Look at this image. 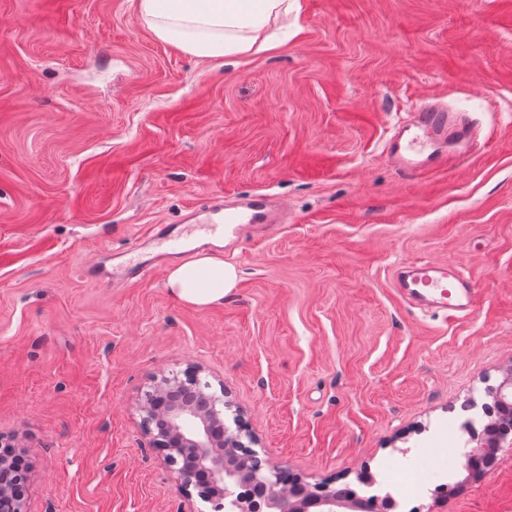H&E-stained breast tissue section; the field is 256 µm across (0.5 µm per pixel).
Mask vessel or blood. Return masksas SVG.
I'll return each instance as SVG.
<instances>
[{"label":"vessel or blood","instance_id":"1","mask_svg":"<svg viewBox=\"0 0 512 512\" xmlns=\"http://www.w3.org/2000/svg\"><path fill=\"white\" fill-rule=\"evenodd\" d=\"M472 137V130L466 123L446 109L430 104L420 107L406 122L393 127L386 153L398 170L413 176L438 166L449 156L468 154ZM283 212L280 204L266 196L238 197L225 202L223 223L206 225L205 230L210 235L220 236L225 226L250 224L270 232L281 224ZM196 230L193 224L171 231L161 226L149 229V247H133L111 269L91 268L87 274L100 284L115 288L137 282L153 274L170 252L188 244ZM392 281L405 301L422 309L465 315L476 303L475 283L447 264L410 262L395 270Z\"/></svg>","mask_w":512,"mask_h":512}]
</instances>
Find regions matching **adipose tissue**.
Returning <instances> with one entry per match:
<instances>
[{
  "label": "adipose tissue",
  "mask_w": 512,
  "mask_h": 512,
  "mask_svg": "<svg viewBox=\"0 0 512 512\" xmlns=\"http://www.w3.org/2000/svg\"><path fill=\"white\" fill-rule=\"evenodd\" d=\"M136 7L160 40L204 59L271 49L270 21L301 10L299 0H136ZM237 279L234 265L202 253L175 265L166 286L177 300L206 307L222 302Z\"/></svg>",
  "instance_id": "ef3b65f1"
}]
</instances>
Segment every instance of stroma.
I'll list each match as a JSON object with an SVG mask.
<instances>
[{"instance_id": "stroma-1", "label": "stroma", "mask_w": 512, "mask_h": 512, "mask_svg": "<svg viewBox=\"0 0 512 512\" xmlns=\"http://www.w3.org/2000/svg\"><path fill=\"white\" fill-rule=\"evenodd\" d=\"M265 52L201 59L158 39L135 0H0V435L28 512H208L134 407L201 367L266 465L332 487L431 451L453 493L419 512H512V453L461 466L459 423L512 371V0H301ZM426 102L466 113L458 166L406 176L391 127ZM269 194L288 222L211 253L222 303L166 274L98 285L153 224ZM410 260L458 266L475 309L448 317L392 286Z\"/></svg>"}]
</instances>
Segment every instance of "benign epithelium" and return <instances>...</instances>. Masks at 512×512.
Returning a JSON list of instances; mask_svg holds the SVG:
<instances>
[{
  "mask_svg": "<svg viewBox=\"0 0 512 512\" xmlns=\"http://www.w3.org/2000/svg\"><path fill=\"white\" fill-rule=\"evenodd\" d=\"M201 370L189 367L184 377L164 376L153 382L138 402L137 411L143 430L152 435L153 444L165 452L164 461L186 486L200 481L215 495L224 497L225 512H236L231 489L247 475L268 492V512H343L328 483H302L285 489L281 470H263L262 461L252 446L254 436L238 417L226 422L232 410L225 392H208L209 381ZM496 401L512 408V379L493 387ZM165 419L157 430L155 421ZM512 448V433L489 430L465 454L463 466L479 469L483 462L496 460L498 452ZM11 456L0 452V512H27L26 500L14 478Z\"/></svg>",
  "mask_w": 512,
  "mask_h": 512,
  "instance_id": "benign-epithelium-1",
  "label": "benign epithelium"
}]
</instances>
